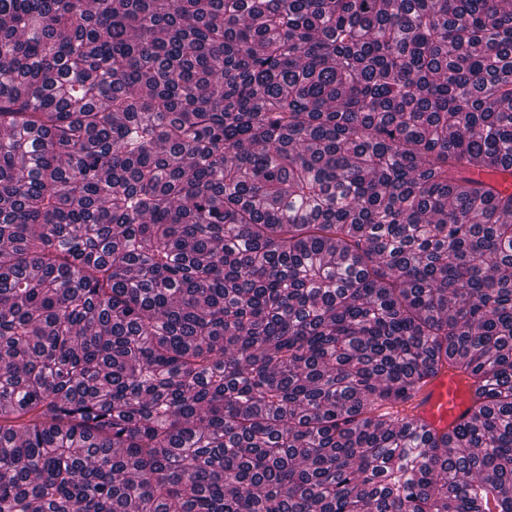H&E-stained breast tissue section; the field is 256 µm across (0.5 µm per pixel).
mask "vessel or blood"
<instances>
[{"instance_id": "vessel-or-blood-1", "label": "vessel or blood", "mask_w": 512, "mask_h": 512, "mask_svg": "<svg viewBox=\"0 0 512 512\" xmlns=\"http://www.w3.org/2000/svg\"><path fill=\"white\" fill-rule=\"evenodd\" d=\"M472 394L463 378L452 370H441L416 388L404 414L418 418L429 429L443 430L466 422Z\"/></svg>"}]
</instances>
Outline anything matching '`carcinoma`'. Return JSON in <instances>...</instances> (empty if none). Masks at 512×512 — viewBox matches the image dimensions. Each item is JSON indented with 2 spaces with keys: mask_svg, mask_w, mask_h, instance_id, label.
<instances>
[{
  "mask_svg": "<svg viewBox=\"0 0 512 512\" xmlns=\"http://www.w3.org/2000/svg\"><path fill=\"white\" fill-rule=\"evenodd\" d=\"M475 170L512 0H0V512H512ZM471 404L472 394L463 378L451 369H442L416 388L400 414L418 418L431 430H443L466 422Z\"/></svg>",
  "mask_w": 512,
  "mask_h": 512,
  "instance_id": "cac0c4a2",
  "label": "carcinoma"
}]
</instances>
